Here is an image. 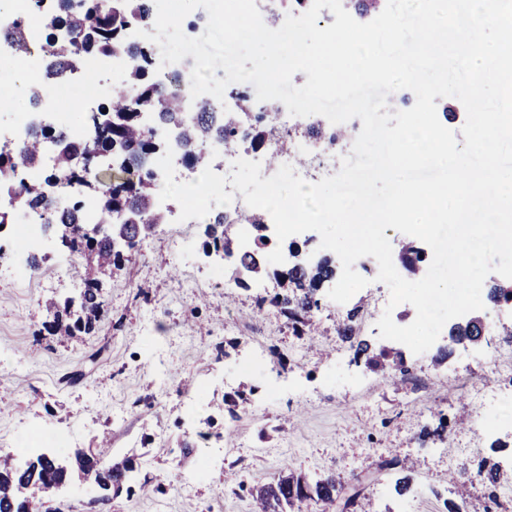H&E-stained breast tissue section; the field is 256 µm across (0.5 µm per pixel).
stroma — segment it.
I'll list each match as a JSON object with an SVG mask.
<instances>
[{
    "label": "stroma",
    "mask_w": 512,
    "mask_h": 512,
    "mask_svg": "<svg viewBox=\"0 0 512 512\" xmlns=\"http://www.w3.org/2000/svg\"><path fill=\"white\" fill-rule=\"evenodd\" d=\"M123 75L75 85L57 101L74 124L81 102L107 103ZM201 224L158 225L129 261L103 280L105 312L91 333L68 340L43 323L51 304L77 297L80 262L64 265L56 243L29 278L10 266L15 240L0 237V455L21 448L64 456L90 448L113 466L134 468L107 512H253L251 488L295 473L314 481L335 475L361 486L375 512H448L449 476L468 477L481 459L498 464L512 492V308L486 304L491 333L454 343L440 334L414 354L394 349L416 380L393 387L357 359L336 334V321L357 311V339L384 346L378 302L389 289L374 281L348 302L317 293L316 336H298L287 313L258 309L281 287L277 265L238 285L213 274L203 255ZM258 353L263 368L239 362ZM504 394L489 412L474 392ZM237 399L236 409L226 402ZM412 461L410 488L394 491L395 474L379 463ZM206 468V478L176 489L178 475ZM236 471L247 490L225 486Z\"/></svg>",
    "instance_id": "obj_1"
}]
</instances>
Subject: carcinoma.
Instances as JSON below:
<instances>
[{
	"label": "carcinoma",
	"instance_id": "carcinoma-1",
	"mask_svg": "<svg viewBox=\"0 0 512 512\" xmlns=\"http://www.w3.org/2000/svg\"><path fill=\"white\" fill-rule=\"evenodd\" d=\"M149 0H111L109 7L102 0H60L56 14L48 26L52 30L46 43L56 59V69L45 75L50 82L67 72L78 69L84 56L94 51L110 54L125 49L124 34L127 26L143 23L151 17ZM345 7L361 17L375 12L381 0H344ZM65 31L68 38L58 40L55 32ZM131 64L127 83L114 87L115 93L91 120L93 134L81 142H71L60 131L45 133L31 131L25 145L16 151L0 152V178L5 180L4 170L16 172L38 166L44 141L57 142L58 150L52 171L40 180L22 182L16 189L17 204L27 210L41 211L46 215V227L56 228L63 246L80 256L89 257L84 268L85 288L78 299L68 298L63 309L53 312L47 329L54 335L72 336L77 332L90 331L100 320L104 300L101 295V278L112 272L118 262L112 254V246L97 243L92 247L85 241L87 229L81 197L95 198L99 220L111 224L119 213L138 214L143 224L165 223L164 213L154 206L156 176L152 173L153 155L165 147L152 129L140 123V113L152 112L159 125L176 129L180 144L188 148L189 162L199 170L211 164L213 154L210 143L220 140L224 149L233 150L241 145L252 149L262 148L273 130L274 106L268 105L267 118L250 127L245 137H240L242 117L248 114L251 103L247 96H238L242 116L216 112L205 101L195 103L192 118L185 116L183 100L168 95L152 79V54L146 47L128 50ZM108 154L119 165L118 175L105 180L100 171L90 167L97 154ZM69 190V204L59 206L55 202L57 191ZM231 220L224 213L211 216L206 226L207 244L225 255L237 256V266L250 276L262 272L258 250L241 253L236 250L230 234ZM135 249L145 237L143 228L127 223L116 225ZM336 265L328 258L315 265L302 261L288 262L280 280L284 292L276 294L271 304L288 311L298 336L314 330V311L319 308L316 292L324 282L333 278ZM449 336L457 341H474L480 336L478 326L469 322L450 328ZM356 355L365 356V365L374 374L386 379L393 378L403 364L402 356L388 348L376 352L368 343L359 341ZM90 452L77 448L63 460L65 467L54 464L56 458L46 454L31 457L22 464L6 454L0 456V512H45V503L56 498L60 490L77 477L96 486L101 501L110 502L112 487L119 485L123 473L114 467L90 465ZM480 483L491 489L500 483L499 467L481 462L476 470ZM342 485L331 478L309 482L302 475L293 473L281 476L277 482L252 490L256 512H283L307 497L317 498L323 512L336 509V499Z\"/></svg>",
	"mask_w": 512,
	"mask_h": 512
}]
</instances>
